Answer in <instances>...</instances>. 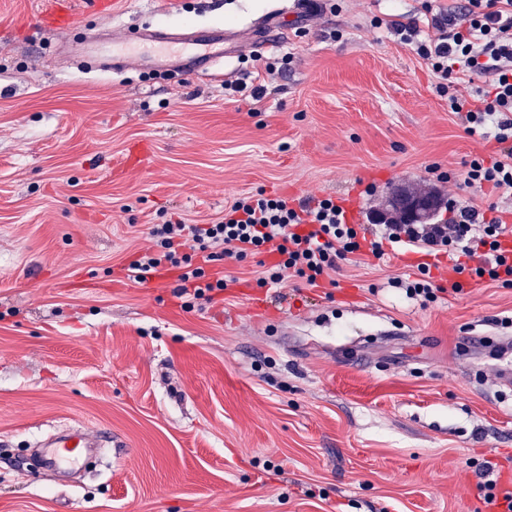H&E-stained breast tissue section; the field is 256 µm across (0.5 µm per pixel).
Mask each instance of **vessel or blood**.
<instances>
[{"label": "vessel or blood", "mask_w": 512, "mask_h": 512, "mask_svg": "<svg viewBox=\"0 0 512 512\" xmlns=\"http://www.w3.org/2000/svg\"><path fill=\"white\" fill-rule=\"evenodd\" d=\"M287 18V9L277 8L246 29L190 25L142 27L132 33L102 35L86 54L96 58L103 68L115 72L135 66L174 70L187 76H209L219 65L237 57L243 45L259 50L279 39ZM96 445V434L82 429L42 443L50 463L58 468L76 465L83 450Z\"/></svg>", "instance_id": "1"}]
</instances>
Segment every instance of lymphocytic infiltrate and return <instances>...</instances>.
<instances>
[{
    "mask_svg": "<svg viewBox=\"0 0 512 512\" xmlns=\"http://www.w3.org/2000/svg\"><path fill=\"white\" fill-rule=\"evenodd\" d=\"M423 11L421 27L377 17L370 25L388 27L427 64L437 93L447 98L467 135L482 137L494 127L498 152L466 161L464 185L512 191V0H450L438 10L425 0ZM450 210L447 223L386 224L379 238L369 240L364 225L349 223L336 199L310 196L294 207L287 197L260 190L239 198L214 224L152 225L153 247L129 265L128 277L143 283L158 268L171 267L178 271V297L197 300L227 286L221 279L206 280L207 264L269 253L275 260L265 265L259 285L292 275L313 286L348 256L365 252L380 260L387 246L400 243L425 256L415 278L393 280L408 296L433 301L444 290L462 291L457 280L447 285L435 280L428 259L440 255L449 258L454 273L468 270L512 288V246L504 244L502 218L473 205L454 203Z\"/></svg>",
    "mask_w": 512,
    "mask_h": 512,
    "instance_id": "lymphocytic-infiltrate-1",
    "label": "lymphocytic infiltrate"
}]
</instances>
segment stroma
<instances>
[{"instance_id":"obj_1","label":"stroma","mask_w":512,"mask_h":512,"mask_svg":"<svg viewBox=\"0 0 512 512\" xmlns=\"http://www.w3.org/2000/svg\"><path fill=\"white\" fill-rule=\"evenodd\" d=\"M0 0V512H487L484 462L512 489V288L475 283L430 304L391 287L414 253L341 263L336 288L259 286L257 258L207 266L230 283L182 306L177 274L138 284L129 263L167 220L212 224L257 189L345 199L352 223L398 187L497 206L458 175L496 150L468 136L425 63L379 16L421 0H345L289 17L266 48L261 111L213 77L64 57L92 33L145 22L248 26L279 0ZM341 39H332L333 30ZM456 173L435 184L428 168ZM473 337L464 345L463 337ZM76 424L111 435L99 471L69 481L23 448Z\"/></svg>"}]
</instances>
